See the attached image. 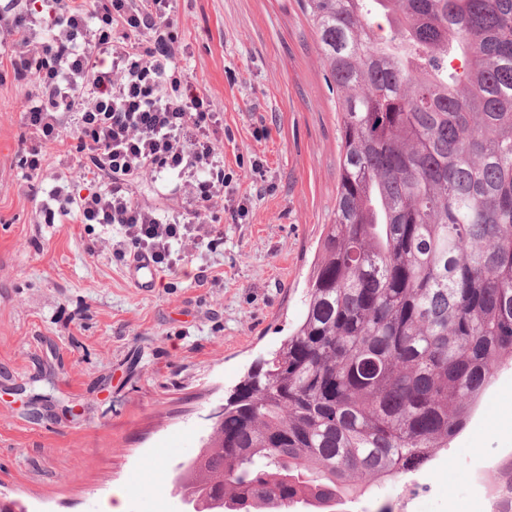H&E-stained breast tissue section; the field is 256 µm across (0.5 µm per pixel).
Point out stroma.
Wrapping results in <instances>:
<instances>
[{
  "label": "stroma",
  "instance_id": "obj_1",
  "mask_svg": "<svg viewBox=\"0 0 512 512\" xmlns=\"http://www.w3.org/2000/svg\"><path fill=\"white\" fill-rule=\"evenodd\" d=\"M184 65L224 116V177L241 214L218 211L214 249L186 243L177 268L137 287L120 230L51 224L34 198L94 175L49 148L37 180L19 154L32 85L0 84V490L29 512H185L172 467L193 459L212 411L303 313L317 242L340 182L336 93L301 0H177ZM138 203L180 209L179 182L134 179ZM434 463L374 497L391 512H472L474 458L512 450V368Z\"/></svg>",
  "mask_w": 512,
  "mask_h": 512
}]
</instances>
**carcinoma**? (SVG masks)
<instances>
[{"mask_svg": "<svg viewBox=\"0 0 512 512\" xmlns=\"http://www.w3.org/2000/svg\"><path fill=\"white\" fill-rule=\"evenodd\" d=\"M304 9L338 100L335 219L301 319L190 461L202 512L343 505L414 475L512 367V0Z\"/></svg>", "mask_w": 512, "mask_h": 512, "instance_id": "cac0c4a2", "label": "carcinoma"}]
</instances>
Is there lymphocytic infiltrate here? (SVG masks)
I'll return each mask as SVG.
<instances>
[{"label":"lymphocytic infiltrate","mask_w":512,"mask_h":512,"mask_svg":"<svg viewBox=\"0 0 512 512\" xmlns=\"http://www.w3.org/2000/svg\"><path fill=\"white\" fill-rule=\"evenodd\" d=\"M48 5L44 17L15 5L0 12V82L35 86L23 111L22 162L38 175L47 148L65 140L103 183L83 193L58 179L43 209L60 222L119 226L120 250L161 270L182 260L183 242L221 244L223 119L178 62L174 0ZM146 172L179 181L181 211L134 201L130 184Z\"/></svg>","instance_id":"1"}]
</instances>
